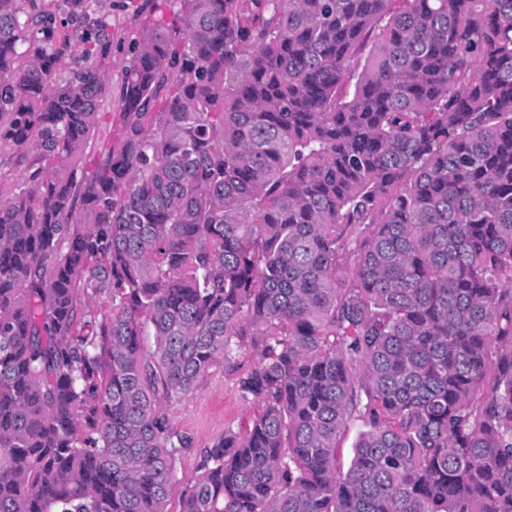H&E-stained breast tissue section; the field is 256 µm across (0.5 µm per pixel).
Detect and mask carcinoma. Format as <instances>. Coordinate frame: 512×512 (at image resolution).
I'll use <instances>...</instances> for the list:
<instances>
[{
    "label": "carcinoma",
    "instance_id": "obj_1",
    "mask_svg": "<svg viewBox=\"0 0 512 512\" xmlns=\"http://www.w3.org/2000/svg\"><path fill=\"white\" fill-rule=\"evenodd\" d=\"M72 2L0 0V512H166V405L248 336L180 512H512V0H164L80 180ZM33 158V153L22 151L9 142L0 144V191L3 197L18 191V186L33 170L30 168Z\"/></svg>",
    "mask_w": 512,
    "mask_h": 512
}]
</instances>
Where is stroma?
Segmentation results:
<instances>
[{"mask_svg":"<svg viewBox=\"0 0 512 512\" xmlns=\"http://www.w3.org/2000/svg\"><path fill=\"white\" fill-rule=\"evenodd\" d=\"M104 8L112 23V53L107 59L111 95L101 108L98 127L81 157L79 168L91 170L104 142H119L121 125L119 95L129 50L159 10L158 0H105ZM33 156L11 143L0 144V195L16 192L31 171ZM255 360L251 348H243L229 364L213 366L200 378L195 389L167 406L174 431L186 435L191 444L180 449L176 460V478L166 504L167 512H180L182 500L195 484L198 464L206 448L233 428L246 430L257 405L245 401L237 380Z\"/></svg>","mask_w":512,"mask_h":512,"instance_id":"35a3bbf8","label":"stroma"}]
</instances>
